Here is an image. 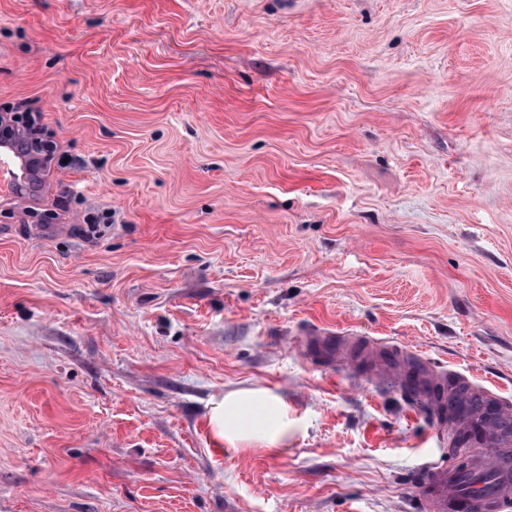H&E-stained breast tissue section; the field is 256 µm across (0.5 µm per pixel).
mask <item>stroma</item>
I'll return each mask as SVG.
<instances>
[{
    "label": "stroma",
    "mask_w": 512,
    "mask_h": 512,
    "mask_svg": "<svg viewBox=\"0 0 512 512\" xmlns=\"http://www.w3.org/2000/svg\"><path fill=\"white\" fill-rule=\"evenodd\" d=\"M21 99L58 150L0 207V512H425L450 431L305 334L512 399V0H0ZM241 389L285 449L215 448ZM255 404L261 409H251ZM287 414L286 406L276 396L246 390L213 397L208 404L207 423L214 446L224 452V441L231 445L243 442L256 430L255 424L279 419L281 425L273 428L266 441L269 449L279 450L288 441V423L284 422Z\"/></svg>",
    "instance_id": "obj_1"
}]
</instances>
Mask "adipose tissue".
<instances>
[{"label":"adipose tissue","instance_id":"ef3b65f1","mask_svg":"<svg viewBox=\"0 0 512 512\" xmlns=\"http://www.w3.org/2000/svg\"><path fill=\"white\" fill-rule=\"evenodd\" d=\"M286 406L265 391H238L212 398L208 404L207 423L216 448L247 440L256 425L273 423L267 444L277 450L288 440V427L284 420Z\"/></svg>","mask_w":512,"mask_h":512}]
</instances>
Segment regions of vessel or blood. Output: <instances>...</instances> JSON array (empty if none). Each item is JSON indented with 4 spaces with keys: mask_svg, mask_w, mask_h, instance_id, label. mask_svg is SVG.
<instances>
[{
    "mask_svg": "<svg viewBox=\"0 0 512 512\" xmlns=\"http://www.w3.org/2000/svg\"><path fill=\"white\" fill-rule=\"evenodd\" d=\"M25 139L19 128L0 136V202L21 210L44 189L38 157L20 148ZM378 349L372 342L364 348L371 376L414 386L464 446L489 451L485 458L476 454L428 467L419 485L427 512H512V401L488 386L469 392L465 376L449 384L446 370L429 366L416 352L398 350L387 363L377 359Z\"/></svg>",
    "mask_w": 512,
    "mask_h": 512,
    "instance_id": "b4317fda",
    "label": "vessel or blood"
}]
</instances>
